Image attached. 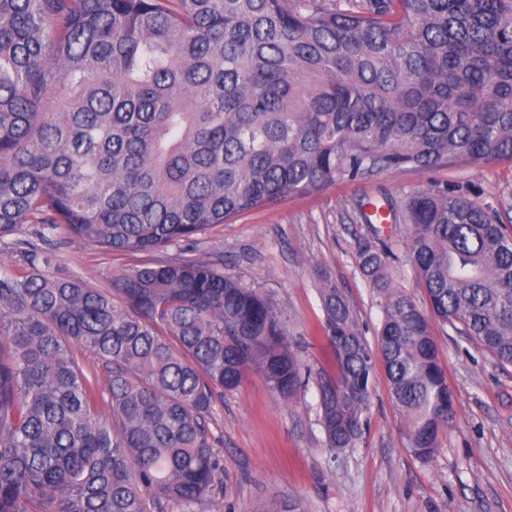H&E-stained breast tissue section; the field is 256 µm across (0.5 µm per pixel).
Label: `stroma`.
I'll use <instances>...</instances> for the list:
<instances>
[{
    "mask_svg": "<svg viewBox=\"0 0 512 512\" xmlns=\"http://www.w3.org/2000/svg\"><path fill=\"white\" fill-rule=\"evenodd\" d=\"M452 187L512 222V162L396 169L290 195L242 213L163 255L214 264L248 286L262 288L288 319L304 364L331 367L320 321L315 268L326 270L346 295L368 343L382 321V296L360 270L361 246L405 229L365 224L362 205L399 201L416 191ZM58 269L97 288L133 268L141 254L107 252L56 236ZM448 372L456 418L425 463L407 449L403 419L385 372L373 383L369 428L357 447L330 455L318 423L317 395L307 386L297 400L280 401L257 372L215 398L209 427L228 475L224 512H270L299 502L303 512H512V366L452 328L434 331Z\"/></svg>",
    "mask_w": 512,
    "mask_h": 512,
    "instance_id": "stroma-1",
    "label": "stroma"
}]
</instances>
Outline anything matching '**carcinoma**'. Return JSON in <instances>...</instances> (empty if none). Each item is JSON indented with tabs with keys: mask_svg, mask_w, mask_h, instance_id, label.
<instances>
[{
	"mask_svg": "<svg viewBox=\"0 0 512 512\" xmlns=\"http://www.w3.org/2000/svg\"><path fill=\"white\" fill-rule=\"evenodd\" d=\"M503 161L512 0H0V252L22 267L0 262V512H222L209 418L251 370L285 402L314 384L336 453L365 434L382 363L409 451L432 461L456 417L434 325L512 365V232L469 196L386 199L429 311L384 281L393 241L363 246L378 361L315 269L331 372L304 366L266 294L210 264L153 259L91 288L55 272L49 244L63 229L156 254L340 180Z\"/></svg>",
	"mask_w": 512,
	"mask_h": 512,
	"instance_id": "cac0c4a2",
	"label": "carcinoma"
}]
</instances>
